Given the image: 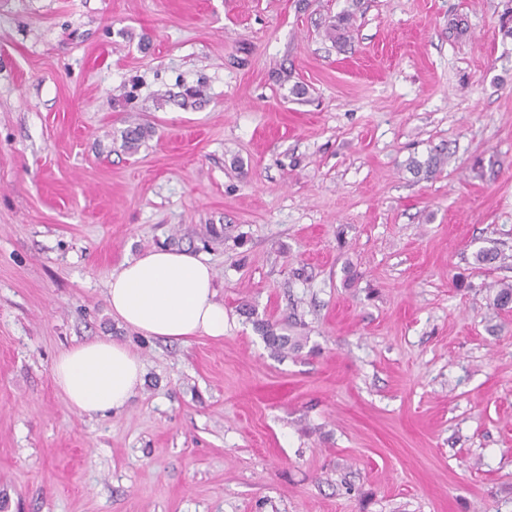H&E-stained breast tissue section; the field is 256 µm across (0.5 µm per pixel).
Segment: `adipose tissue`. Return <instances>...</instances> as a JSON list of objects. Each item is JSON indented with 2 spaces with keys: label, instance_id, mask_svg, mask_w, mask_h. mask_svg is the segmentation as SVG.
<instances>
[{
  "label": "adipose tissue",
  "instance_id": "obj_1",
  "mask_svg": "<svg viewBox=\"0 0 512 512\" xmlns=\"http://www.w3.org/2000/svg\"><path fill=\"white\" fill-rule=\"evenodd\" d=\"M211 265L187 251L155 248L113 273L107 301L114 316L140 332L188 341L224 335ZM52 378L69 408L82 414L117 411L142 382L143 365L126 346L107 339L61 351Z\"/></svg>",
  "mask_w": 512,
  "mask_h": 512
}]
</instances>
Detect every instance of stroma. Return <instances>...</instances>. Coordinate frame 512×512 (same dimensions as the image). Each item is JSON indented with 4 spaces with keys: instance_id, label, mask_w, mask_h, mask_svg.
Masks as SVG:
<instances>
[{
    "instance_id": "35a3bbf8",
    "label": "stroma",
    "mask_w": 512,
    "mask_h": 512,
    "mask_svg": "<svg viewBox=\"0 0 512 512\" xmlns=\"http://www.w3.org/2000/svg\"><path fill=\"white\" fill-rule=\"evenodd\" d=\"M154 247L223 337L112 315ZM506 285L512 0H0V512H512ZM96 338L143 381L80 414ZM262 337L267 346L277 354L288 353V350L298 351L301 346V340L298 336H290L286 333H278L269 323L258 324ZM143 372L138 356L107 339L70 346L51 366L67 406L90 415L124 408L141 384Z\"/></svg>"
}]
</instances>
